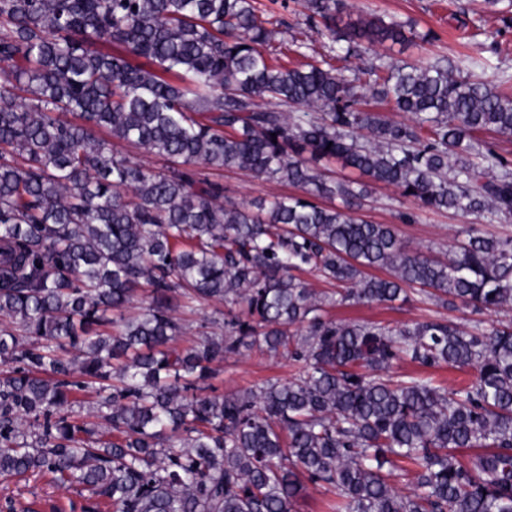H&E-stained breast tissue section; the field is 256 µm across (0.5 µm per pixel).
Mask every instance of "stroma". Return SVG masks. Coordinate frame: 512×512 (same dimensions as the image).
<instances>
[{
	"instance_id": "stroma-1",
	"label": "stroma",
	"mask_w": 512,
	"mask_h": 512,
	"mask_svg": "<svg viewBox=\"0 0 512 512\" xmlns=\"http://www.w3.org/2000/svg\"><path fill=\"white\" fill-rule=\"evenodd\" d=\"M352 15L377 14L414 24L420 36L430 33V41L419 39L403 43H385L364 57L349 58L347 67H364L378 58L393 57L417 62L435 54L458 59L463 52L459 35L463 24L482 20L485 34L476 51L486 66L481 72L485 82L500 85L512 79V0H347ZM264 19L277 32L267 49L275 63L297 66L311 59H329L333 43L322 35L319 21L306 17L303 0H255ZM224 197L234 203L256 198L294 194L292 186L259 178L242 170L224 171L220 176ZM367 219L379 224L395 225L400 238L410 247L439 258H446L472 224L494 235H512L511 224L487 223L453 212L435 213L422 209L410 198L402 197L392 186L376 184L364 210ZM329 315L338 321L376 322L391 327L414 321L444 318L456 323L467 322V309L445 310L412 300L386 306L343 304L330 308ZM296 371L295 362L257 351L225 359L214 378L219 392L232 394L262 385L268 380H285ZM93 500L78 487L62 488L44 475L0 480V512H88Z\"/></svg>"
}]
</instances>
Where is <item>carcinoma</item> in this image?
Returning <instances> with one entry per match:
<instances>
[{
    "label": "carcinoma",
    "mask_w": 512,
    "mask_h": 512,
    "mask_svg": "<svg viewBox=\"0 0 512 512\" xmlns=\"http://www.w3.org/2000/svg\"><path fill=\"white\" fill-rule=\"evenodd\" d=\"M305 8L347 43L338 61L406 40L373 14L340 27L346 0ZM274 36L253 0H0V478L48 474L93 512H295L304 477L344 512H512V322L325 318L413 295L511 311L512 237L473 225L432 258L357 215L366 182L319 167L511 222L512 162L479 134L512 136V85L473 56L276 65ZM225 169L301 193L226 202L209 178ZM209 302L224 320L180 347V310ZM255 346L294 377L218 392L224 359ZM402 355L475 379L395 381ZM79 392L95 421L71 416Z\"/></svg>",
    "instance_id": "cac0c4a2"
}]
</instances>
